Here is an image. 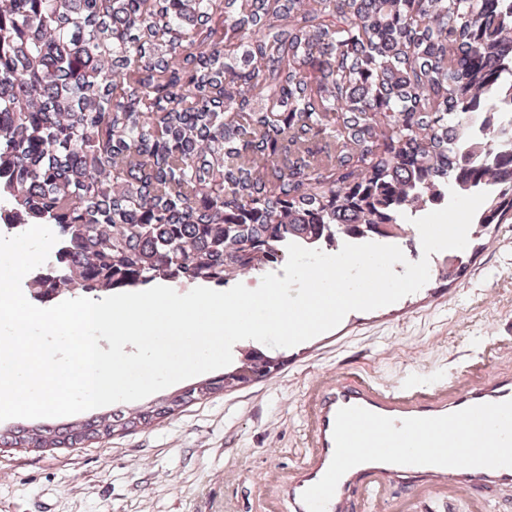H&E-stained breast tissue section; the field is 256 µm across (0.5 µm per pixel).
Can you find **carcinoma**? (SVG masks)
I'll use <instances>...</instances> for the list:
<instances>
[{"label": "carcinoma", "instance_id": "obj_1", "mask_svg": "<svg viewBox=\"0 0 512 512\" xmlns=\"http://www.w3.org/2000/svg\"><path fill=\"white\" fill-rule=\"evenodd\" d=\"M512 0H0V221L58 237L33 296L222 286L287 244L398 239L449 190L512 222ZM461 254L439 266L464 275ZM0 429L78 448L265 377Z\"/></svg>", "mask_w": 512, "mask_h": 512}]
</instances>
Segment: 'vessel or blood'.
I'll return each instance as SVG.
<instances>
[{"instance_id": "obj_1", "label": "vessel or blood", "mask_w": 512, "mask_h": 512, "mask_svg": "<svg viewBox=\"0 0 512 512\" xmlns=\"http://www.w3.org/2000/svg\"><path fill=\"white\" fill-rule=\"evenodd\" d=\"M444 383H407L382 385L367 381L355 384L325 380L309 399V438L315 461L304 468L299 480L288 492L290 512H307L302 500L306 489L326 473L333 454V427L340 408L359 406L373 413L402 420L411 417H437L472 405L512 400V382L484 380L476 385L458 389L446 397ZM400 465L368 462L347 471L340 479L326 512H351L352 497L363 487L366 475L376 474L394 479L405 474ZM416 474L428 477L437 484L459 491L492 490L512 487V468H454L424 465Z\"/></svg>"}]
</instances>
